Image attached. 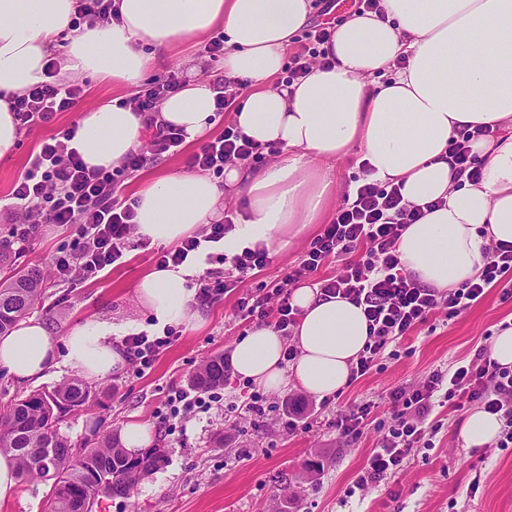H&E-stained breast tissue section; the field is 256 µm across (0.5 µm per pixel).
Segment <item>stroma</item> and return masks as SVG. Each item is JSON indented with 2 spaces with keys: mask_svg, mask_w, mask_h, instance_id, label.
<instances>
[{
  "mask_svg": "<svg viewBox=\"0 0 512 512\" xmlns=\"http://www.w3.org/2000/svg\"><path fill=\"white\" fill-rule=\"evenodd\" d=\"M200 65L201 74L216 79L223 74L221 60L210 59L202 46L157 56L147 81H164L171 72L187 74ZM84 96L77 109L59 113L48 125L22 129L15 152L0 160V243L12 241L14 224L8 195L26 170L31 154L58 130L71 127L81 110L120 98L121 89L91 75L78 76ZM184 144L182 153L158 159L122 181L118 194L134 197L139 184L160 173L186 170L195 151ZM320 225H313L290 249L272 254L263 271L242 283L223 301L201 307L198 325L183 327L175 344L160 354L151 369L134 373L132 367L94 382L101 391L98 405L66 415L61 434L71 442L119 432L124 425H147L155 447L166 456L165 465L144 476L133 495L103 497L93 512H512V450L489 445L465 447L459 429L465 410L435 407L432 415L444 422L432 449L417 448L406 464L385 483L345 497L366 456L391 423L389 394L397 386L415 384L436 369L474 358L488 333L512 320V299L501 300L499 289L453 319L435 314L398 347L397 358H387L381 369L350 382L330 406L289 383L266 391L265 411L254 415L243 406L249 396L239 376L221 387L222 399L207 412L186 416L175 428H165L159 417L169 410L173 387L186 385L202 361L218 352L231 353L237 341L253 329L236 318L240 297L264 284L274 286L308 248ZM76 236L69 225L42 224L24 249H10L0 263V278L16 266L50 271L51 260ZM152 248L130 246L120 266L94 277L74 274L72 280L48 279L37 318L47 323L56 339L87 321L107 322L126 332L151 330L150 315L138 303L136 285L155 270ZM301 401L305 409L295 431H287L285 402ZM376 403V420L355 442L341 438L333 425L337 410L352 403ZM401 490L398 500L388 487Z\"/></svg>",
  "mask_w": 512,
  "mask_h": 512,
  "instance_id": "obj_1",
  "label": "stroma"
}]
</instances>
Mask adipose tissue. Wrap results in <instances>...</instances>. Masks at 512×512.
<instances>
[{"instance_id": "ef3b65f1", "label": "adipose tissue", "mask_w": 512, "mask_h": 512, "mask_svg": "<svg viewBox=\"0 0 512 512\" xmlns=\"http://www.w3.org/2000/svg\"><path fill=\"white\" fill-rule=\"evenodd\" d=\"M118 20L84 27L70 41L62 68L137 89L155 55L200 42L216 29L226 38L224 77L243 87L232 121L248 137L275 143L284 157L255 169L235 160L223 182L208 175L163 173L136 193L137 232L165 246L202 225L222 221L227 196L246 207L224 237L234 253L255 244L291 247L318 223L336 197L323 163L360 151L372 179L401 185L404 199L425 208L398 242L406 272L446 290L475 277L486 245H512V0H382L383 17L354 14L328 47L332 68L312 66L298 80L276 78L294 35L309 21L311 0H115ZM75 13V0H0V160L18 141L11 96L47 79L45 68ZM217 92L190 71L160 104L159 121L181 128L186 141L211 128ZM491 129L488 137L476 128ZM145 124L131 108L103 103L83 110L69 146L87 166L111 169L142 145ZM482 163L472 181L454 171L452 141ZM193 266L157 269L136 295L158 327L193 325ZM301 314L292 338L254 329L231 353L235 374L277 390L295 381L324 397L350 381L366 345L361 307L300 287ZM106 323L87 322L65 337L66 359L89 381L126 366ZM295 344L298 357L285 363ZM57 359L56 342L36 318L0 335V368L16 381L41 379Z\"/></svg>"}]
</instances>
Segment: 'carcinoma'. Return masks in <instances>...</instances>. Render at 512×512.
Returning a JSON list of instances; mask_svg holds the SVG:
<instances>
[{"label": "carcinoma", "instance_id": "carcinoma-1", "mask_svg": "<svg viewBox=\"0 0 512 512\" xmlns=\"http://www.w3.org/2000/svg\"><path fill=\"white\" fill-rule=\"evenodd\" d=\"M45 276L22 269L0 281V334L27 318L40 304ZM200 390L224 384V354L205 360L191 378ZM95 395L78 377L51 390H34L0 408V453L13 456L18 479L50 486L52 512H91L100 496L129 497L145 475L165 462L162 449L131 454L107 433L96 442L72 445L59 434L71 411L90 406ZM52 448L46 455L42 449Z\"/></svg>", "mask_w": 512, "mask_h": 512}]
</instances>
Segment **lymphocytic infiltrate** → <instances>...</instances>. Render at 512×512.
<instances>
[{
    "instance_id": "1",
    "label": "lymphocytic infiltrate",
    "mask_w": 512,
    "mask_h": 512,
    "mask_svg": "<svg viewBox=\"0 0 512 512\" xmlns=\"http://www.w3.org/2000/svg\"><path fill=\"white\" fill-rule=\"evenodd\" d=\"M331 26L314 25L305 35L302 53L293 56L287 68L288 81L306 74L312 61L328 63L323 46L332 37ZM48 79L34 85L11 103L19 126L47 125L57 113L70 111L84 90L74 81L56 76L55 65L47 67ZM74 128L57 131L39 152L29 159L28 168L13 185L11 210L21 214L25 224H70L75 226L79 243L73 252L56 256L53 266L59 276H68L73 266L85 274L97 275L116 266L127 249L136 225L135 199L118 197L116 189L123 177L139 171L153 158L180 153L185 136L181 129L158 126L150 138L148 150L128 154L114 170L88 167L81 156L68 149ZM272 144H259L235 125H227L217 136L202 143L193 152L191 169L223 176L224 166L232 160L259 162L275 153ZM368 165H360L353 177V204H342L320 233L310 243L274 292H258L239 299L237 316L257 326L273 328L280 335H291L299 310L291 303L293 288L309 285L326 297H341L362 307L369 326V339L351 368L352 379H360L377 369L390 345L400 343L437 312L454 318L497 287L502 299L512 298V284L504 277L512 272V247L490 245L478 275L457 288H427L407 274L397 251L398 242L409 224L422 215L421 209L405 202L399 186L370 181ZM233 228L232 217L204 225L173 249L155 251L158 268H177L195 256L206 244L223 242ZM232 270L223 273L207 270L197 281V304L220 301L239 284L254 277L269 262L265 248H244L230 257ZM338 264L330 276H320V269ZM180 337L173 328L162 334L141 331L124 336L126 357L140 369L152 367L157 357ZM442 398L457 409L477 403L503 421L497 447L512 448V367L491 359L489 348H482L467 365L448 373L436 370L417 387L401 386L392 390V425L371 453L353 482L363 490L402 470L413 449L432 447L441 420H429L435 398ZM214 391H200L181 386L169 396V411L161 418L163 425L192 412L210 408L218 401Z\"/></svg>"
}]
</instances>
